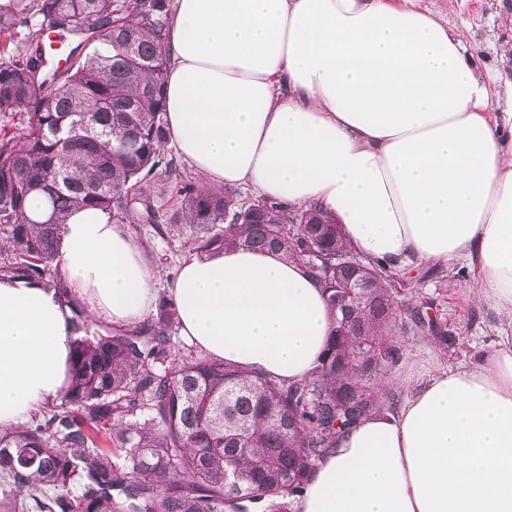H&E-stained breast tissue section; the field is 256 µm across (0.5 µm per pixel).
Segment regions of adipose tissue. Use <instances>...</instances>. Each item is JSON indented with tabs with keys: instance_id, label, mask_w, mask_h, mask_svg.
Instances as JSON below:
<instances>
[{
	"instance_id": "adipose-tissue-1",
	"label": "adipose tissue",
	"mask_w": 512,
	"mask_h": 512,
	"mask_svg": "<svg viewBox=\"0 0 512 512\" xmlns=\"http://www.w3.org/2000/svg\"><path fill=\"white\" fill-rule=\"evenodd\" d=\"M168 42L170 141L211 188L317 207L396 267L468 258L500 315L487 352L350 430L295 512H512V87L494 111L463 31L417 0H173ZM55 264L63 294L0 280V425L66 387L71 303L101 330L155 310L156 266L100 210L71 212ZM166 293L199 350L281 382L332 330L321 285L271 251L191 254Z\"/></svg>"
}]
</instances>
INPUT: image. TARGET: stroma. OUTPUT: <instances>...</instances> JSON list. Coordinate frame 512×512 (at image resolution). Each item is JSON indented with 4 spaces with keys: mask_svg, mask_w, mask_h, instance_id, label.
<instances>
[{
    "mask_svg": "<svg viewBox=\"0 0 512 512\" xmlns=\"http://www.w3.org/2000/svg\"><path fill=\"white\" fill-rule=\"evenodd\" d=\"M423 3L449 26L463 30L481 73L497 76L504 83L512 80V55L503 52L506 45L512 44V28L502 22L503 15L512 12V0H423ZM131 232L152 250L159 265L156 286L165 290L179 263L193 250L188 232L175 231L162 237L143 224L132 227ZM468 288V282L450 276L440 283H423V296L434 301L430 317L447 320L448 329L457 341L444 348L427 334L409 330L399 333L396 340L404 350V357L395 369L379 377L386 402L394 404L403 400L428 373L466 365L491 348L499 315L491 306L474 301Z\"/></svg>",
    "mask_w": 512,
    "mask_h": 512,
    "instance_id": "1",
    "label": "stroma"
}]
</instances>
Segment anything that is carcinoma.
I'll return each mask as SVG.
<instances>
[{
    "instance_id": "cac0c4a2",
    "label": "carcinoma",
    "mask_w": 512,
    "mask_h": 512,
    "mask_svg": "<svg viewBox=\"0 0 512 512\" xmlns=\"http://www.w3.org/2000/svg\"><path fill=\"white\" fill-rule=\"evenodd\" d=\"M172 0H19L0 15V112L26 114L0 138V278L66 292L53 262L75 207L116 224L187 230L201 252L243 246L300 262L328 293L335 325L311 373L285 384L204 355L180 336L176 303L162 293L141 323L84 332L66 392L28 419L0 427V512H292L317 463L386 404L372 389L403 355L393 336L412 322L444 346L447 325L426 318L419 289L357 251L317 210L284 209L237 189L214 191L168 154L164 71ZM27 33L18 38L16 27ZM79 39L67 66L47 70L45 36ZM102 47L86 52L94 43ZM180 205L166 224L151 183ZM41 195L37 218L27 201ZM360 285L356 298L347 285Z\"/></svg>"
}]
</instances>
